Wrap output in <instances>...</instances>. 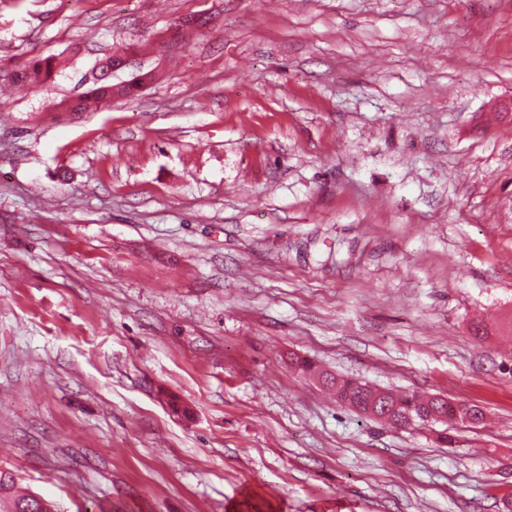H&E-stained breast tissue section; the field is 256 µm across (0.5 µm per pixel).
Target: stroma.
Wrapping results in <instances>:
<instances>
[{"label":"stroma","instance_id":"1","mask_svg":"<svg viewBox=\"0 0 512 512\" xmlns=\"http://www.w3.org/2000/svg\"><path fill=\"white\" fill-rule=\"evenodd\" d=\"M115 52L152 82L62 111ZM297 357L486 418L388 428ZM0 471L60 512H499L512 0H0ZM55 71L54 57L35 58L18 66L12 81L28 85L45 84L53 78Z\"/></svg>","mask_w":512,"mask_h":512}]
</instances>
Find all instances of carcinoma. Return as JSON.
Returning <instances> with one entry per match:
<instances>
[{"label": "carcinoma", "instance_id": "cac0c4a2", "mask_svg": "<svg viewBox=\"0 0 512 512\" xmlns=\"http://www.w3.org/2000/svg\"><path fill=\"white\" fill-rule=\"evenodd\" d=\"M55 71L54 57L35 58L19 66L12 81L28 85L45 84L53 78ZM109 86L111 83L108 81L95 84L88 92L72 98L69 110L82 113L94 105L102 104L109 94ZM296 363L302 372L319 378L324 385L333 389L339 403L392 427L433 422L478 425L485 418L483 409L476 404L452 401L437 395L421 397L415 393H397L376 388L323 372L306 358H299ZM9 512H56V506L50 500L41 503L28 494L13 499Z\"/></svg>", "mask_w": 512, "mask_h": 512}]
</instances>
